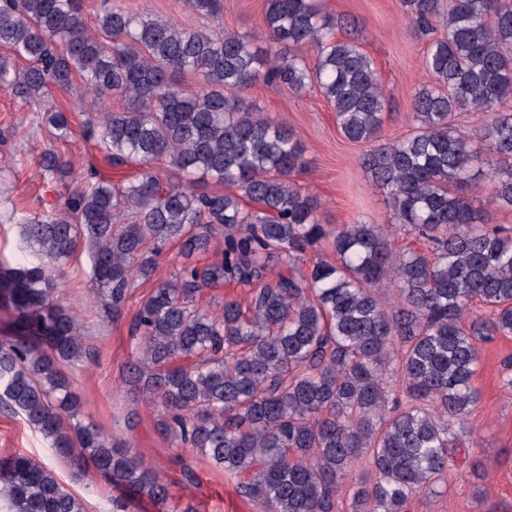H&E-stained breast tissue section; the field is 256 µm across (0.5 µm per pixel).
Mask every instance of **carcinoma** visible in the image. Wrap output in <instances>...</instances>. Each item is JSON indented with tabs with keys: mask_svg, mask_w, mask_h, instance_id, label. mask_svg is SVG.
<instances>
[{
	"mask_svg": "<svg viewBox=\"0 0 512 512\" xmlns=\"http://www.w3.org/2000/svg\"><path fill=\"white\" fill-rule=\"evenodd\" d=\"M187 4L220 25L224 0ZM401 4L418 28L443 7ZM264 25L274 51L116 4L91 29L84 0H0V85L36 106L56 139L71 130L45 104L50 88L78 78L96 104L121 99V110L96 107L82 126L109 165L140 167L114 184L91 165L55 213L20 217L28 258L0 260V408L70 468L166 504L160 473L81 419L65 369L91 347L50 271L88 246L91 293L115 320L133 281L150 278L175 244L180 267L140 302L137 352L123 370L133 393L159 408V432L236 478L263 512H335L343 478L363 462L373 479L354 492L353 512H405L450 470L449 446L479 398L476 341L512 335V233L468 197L485 165L489 195L512 210V0H448L446 31L423 58L433 81L410 101L415 130L392 140L382 138L378 70L356 39L340 37L344 18L322 0H265ZM186 72L202 85L179 83ZM261 79L318 89L342 134L372 143L363 167L392 221L426 250H392L378 224L331 231L319 222L317 197L290 180L306 165L300 139L240 95ZM461 111L488 119L465 137L453 124ZM159 161L237 192L191 180L165 187ZM38 167L62 180L67 161L47 150ZM245 198L258 209H244ZM216 235L224 249L198 265ZM327 237L337 262L300 271L298 259ZM271 262L281 266L272 278ZM388 276L396 294L385 303L373 286ZM219 284L257 291L246 308L227 297L217 312L200 307L202 291ZM389 374L403 382L392 414ZM0 512L86 510L51 469L15 452L0 458Z\"/></svg>",
	"mask_w": 512,
	"mask_h": 512,
	"instance_id": "cac0c4a2",
	"label": "carcinoma"
}]
</instances>
